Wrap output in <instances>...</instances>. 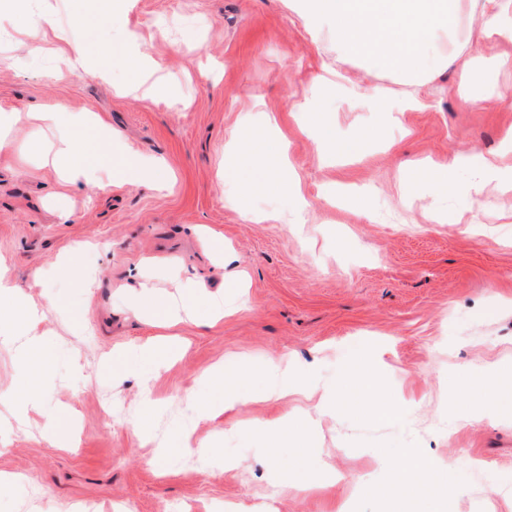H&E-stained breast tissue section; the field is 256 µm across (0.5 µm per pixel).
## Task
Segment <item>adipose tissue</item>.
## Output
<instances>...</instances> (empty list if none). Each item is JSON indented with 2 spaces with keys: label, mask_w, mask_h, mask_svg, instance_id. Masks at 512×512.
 <instances>
[{
  "label": "adipose tissue",
  "mask_w": 512,
  "mask_h": 512,
  "mask_svg": "<svg viewBox=\"0 0 512 512\" xmlns=\"http://www.w3.org/2000/svg\"><path fill=\"white\" fill-rule=\"evenodd\" d=\"M288 8L309 31L329 28L335 34L336 55L357 58L368 67L387 70L421 85L425 72L421 62L436 52L440 39L464 35L477 42L497 37L512 42V0H288ZM245 112H258V123H244L236 128L225 144L229 168L245 170L246 187L254 189L271 184L288 193L295 187L290 174V142L282 132L281 119L273 112L257 111L255 104L242 106ZM34 121L57 132L52 151L45 158L68 182H79L92 190L104 189L106 183L98 160L84 151L85 141H92L103 155L112 153V129L90 112H70L63 105L33 113ZM481 169L495 175L500 184L512 186V166H503L472 152L458 154L445 163L428 166L435 191L448 188L452 170ZM11 301L20 323L11 325L0 342L14 345L17 355L26 359L41 352L44 339L39 324L44 309L18 287L0 277V300ZM132 307L145 321L166 319L180 322L204 318L217 322L224 317V307L217 299L191 296L170 301L158 295L151 281H143ZM360 404L383 420L393 419L397 404L375 371H367L360 381ZM400 469L390 467L388 451H381V468L390 469L394 480L406 483L410 490L399 497L396 512H413L415 496L428 499L426 512H455L460 494L450 479L451 465L423 457L415 451L403 455Z\"/></svg>",
  "instance_id": "obj_1"
}]
</instances>
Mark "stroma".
<instances>
[{
	"label": "stroma",
	"mask_w": 512,
	"mask_h": 512,
	"mask_svg": "<svg viewBox=\"0 0 512 512\" xmlns=\"http://www.w3.org/2000/svg\"><path fill=\"white\" fill-rule=\"evenodd\" d=\"M138 31L161 62L178 100L125 92L127 65L56 78L50 48L68 39L87 45L94 61L124 30ZM460 63L431 68L415 88L398 74L364 70L337 59L333 36L310 34L283 0H132L115 16L106 0H58L55 25L0 47V109L35 112L58 103L93 112L111 125L120 145L165 163L159 189L112 184L93 193L61 183L34 156L51 132L29 120L0 153V275L48 306L42 328L48 357L33 360L48 397L25 427L12 417L19 360L0 351V512H385L371 485L386 482L377 449L453 461L463 493L456 512H512V190L489 183L479 201L464 186L472 175L448 176L434 194L412 162L445 161L474 151L505 153L512 102L487 94L489 82L512 87V43L458 41ZM362 85L385 89L397 119L371 99L351 104L340 90L319 97L340 141L374 136L358 155L319 158L316 139L301 131L290 109L314 95L323 64ZM468 84H461L462 69ZM421 106L408 107V93ZM480 98L467 106L465 96ZM256 97L279 113L301 178L305 221L257 224L243 209L280 212L288 198L246 191L222 181L224 144ZM360 188L362 198L331 205V184ZM445 210L452 223L434 224ZM223 237L233 259L217 267L208 236ZM71 252L77 272L60 277L57 256ZM45 285H31L34 273ZM242 276L246 306L215 325L146 323L129 308L140 277L161 292L190 295L202 287L234 301L223 279ZM94 279L93 292L79 286ZM174 337L184 349L154 378L147 418L167 453L141 446L134 430L139 376L99 370L101 360L129 344ZM289 357L312 382L344 400L347 376L375 366L402 400L399 417L377 419L350 409L324 416L306 443L263 431L288 417L295 397L265 399V367ZM237 364L236 383L251 400L228 409L229 386L212 381L216 364ZM206 403L191 410L189 398ZM499 413L482 420L486 403ZM476 422L460 423L459 409ZM66 415L71 445L59 449L47 418ZM194 447L224 454L208 465L180 448L182 428Z\"/></svg>",
	"instance_id": "stroma-1"
}]
</instances>
